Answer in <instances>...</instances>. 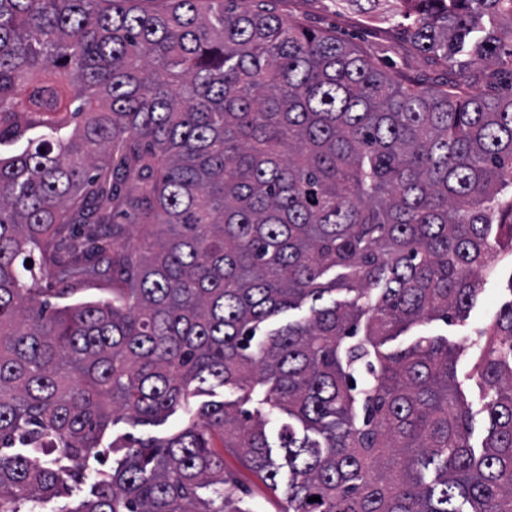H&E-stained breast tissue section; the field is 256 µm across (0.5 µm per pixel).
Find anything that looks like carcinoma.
Returning a JSON list of instances; mask_svg holds the SVG:
<instances>
[{"label":"carcinoma","instance_id":"obj_1","mask_svg":"<svg viewBox=\"0 0 512 512\" xmlns=\"http://www.w3.org/2000/svg\"><path fill=\"white\" fill-rule=\"evenodd\" d=\"M250 2L0 0V512L208 382L236 399L65 512H248L226 454L288 469L283 512H512V299L471 344L479 449L458 347L385 350L512 256V94L471 91L512 80V0H400L432 84Z\"/></svg>","mask_w":512,"mask_h":512}]
</instances>
